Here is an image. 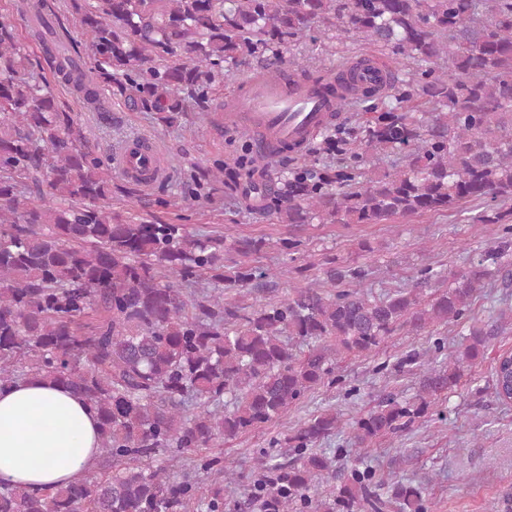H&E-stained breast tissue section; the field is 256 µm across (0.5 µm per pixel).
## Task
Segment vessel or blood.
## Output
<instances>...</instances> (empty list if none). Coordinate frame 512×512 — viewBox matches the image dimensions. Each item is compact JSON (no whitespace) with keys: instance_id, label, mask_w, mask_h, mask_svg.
I'll return each mask as SVG.
<instances>
[{"instance_id":"b4317fda","label":"vessel or blood","mask_w":512,"mask_h":512,"mask_svg":"<svg viewBox=\"0 0 512 512\" xmlns=\"http://www.w3.org/2000/svg\"><path fill=\"white\" fill-rule=\"evenodd\" d=\"M335 74L337 85L347 89H384L393 69L380 57L361 54L338 64ZM336 110V100L323 84L285 68L276 77L264 71L252 74L240 89L227 94L220 121L245 128L257 153L273 159L304 150L335 120ZM114 165L123 177L142 184L162 174L157 144L148 137L121 150Z\"/></svg>"}]
</instances>
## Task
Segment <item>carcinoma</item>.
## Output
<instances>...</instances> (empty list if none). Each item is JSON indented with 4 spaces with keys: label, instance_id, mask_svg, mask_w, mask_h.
Listing matches in <instances>:
<instances>
[{
    "label": "carcinoma",
    "instance_id": "cac0c4a2",
    "mask_svg": "<svg viewBox=\"0 0 512 512\" xmlns=\"http://www.w3.org/2000/svg\"><path fill=\"white\" fill-rule=\"evenodd\" d=\"M44 46L50 76L31 70L33 51L18 27L0 21V389L34 376L82 395L95 409L99 455L109 470L52 489L0 484V512H224L239 476L218 455L197 460L207 484L171 462L282 418L318 386L336 385L335 355L381 350L401 327L433 335L467 316L475 294L507 254L502 241L462 270L424 266L414 288L373 295L359 266L328 260L330 289L309 280L278 302H248L257 281L278 276L249 258L269 245L241 236L242 261L225 270L224 238L197 237L183 224L117 217L112 168L57 86L95 103L99 88L163 125L210 112L224 71L248 58L272 71L291 43L311 32L364 34L407 67L381 111L345 144L365 152H405L381 176L348 166L341 176L313 164L288 170L275 213L283 224H388L427 213L483 210L479 224L512 236V0H73L86 35L89 72L77 45L51 25L47 0H14ZM174 277L163 281L162 273ZM215 285L202 300L182 287ZM448 287L424 295L434 281ZM490 333L472 326L469 343L418 368L415 399L383 395L351 426L365 448L430 414L485 355ZM296 339L306 350L295 353ZM497 397L512 402V354L498 355ZM335 413L311 414L262 452L248 505L260 512H423L422 487L402 481L391 498L371 491L372 471L351 467L332 496L311 490L334 458L314 447L340 432Z\"/></svg>",
    "mask_w": 512,
    "mask_h": 512
}]
</instances>
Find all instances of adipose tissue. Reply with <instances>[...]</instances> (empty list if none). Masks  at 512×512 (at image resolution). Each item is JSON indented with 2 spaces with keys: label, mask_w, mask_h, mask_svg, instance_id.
Segmentation results:
<instances>
[{
  "label": "adipose tissue",
  "mask_w": 512,
  "mask_h": 512,
  "mask_svg": "<svg viewBox=\"0 0 512 512\" xmlns=\"http://www.w3.org/2000/svg\"><path fill=\"white\" fill-rule=\"evenodd\" d=\"M99 423L71 389L27 377L0 390V480L34 489L83 477L98 455Z\"/></svg>",
  "instance_id": "1"
}]
</instances>
